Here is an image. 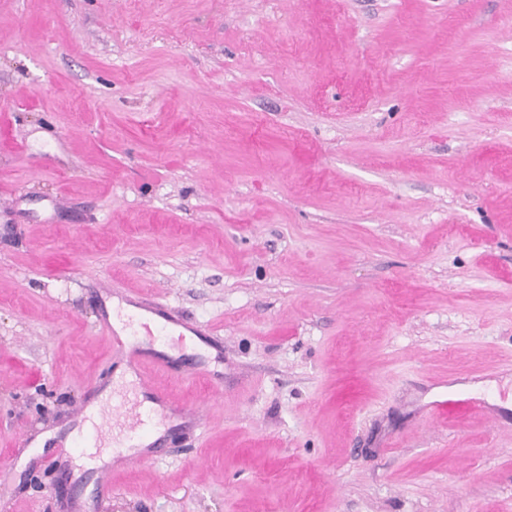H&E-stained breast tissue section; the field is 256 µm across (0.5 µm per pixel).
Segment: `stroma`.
<instances>
[{"instance_id": "stroma-1", "label": "stroma", "mask_w": 512, "mask_h": 512, "mask_svg": "<svg viewBox=\"0 0 512 512\" xmlns=\"http://www.w3.org/2000/svg\"><path fill=\"white\" fill-rule=\"evenodd\" d=\"M0 186V512H512V0H0ZM102 288L200 334L100 496ZM466 412L486 416L485 408L469 399H462L457 396H449L434 402L429 406V416L437 420L448 419V416ZM153 412L155 417H146V413H135L129 419V432L133 437L129 440L130 448H159L161 436L159 429L166 424V417L164 414ZM155 437L154 440L146 445H143V440Z\"/></svg>"}]
</instances>
